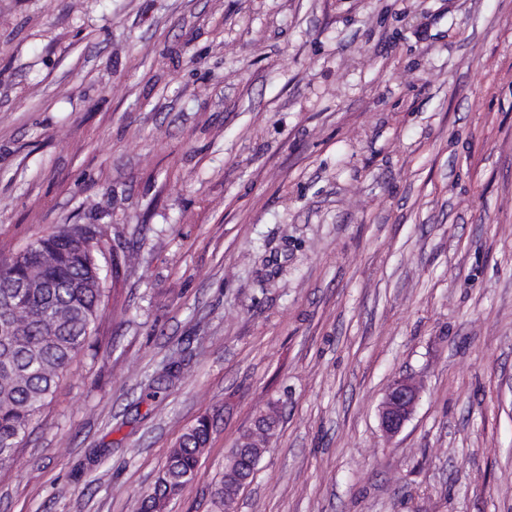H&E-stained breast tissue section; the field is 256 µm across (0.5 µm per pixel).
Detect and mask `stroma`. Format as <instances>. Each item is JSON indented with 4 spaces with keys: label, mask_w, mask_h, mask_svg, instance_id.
I'll return each mask as SVG.
<instances>
[{
    "label": "stroma",
    "mask_w": 512,
    "mask_h": 512,
    "mask_svg": "<svg viewBox=\"0 0 512 512\" xmlns=\"http://www.w3.org/2000/svg\"><path fill=\"white\" fill-rule=\"evenodd\" d=\"M63 224L103 317L0 512H137L204 416L217 512L272 405L234 512H512V0H0V254ZM420 396V388L408 379L391 385L379 411L380 425L387 435L394 436L401 431L415 411ZM276 427V417L274 410L260 415L253 428L248 433H244L236 442L232 449V458L229 460L223 476L215 485L213 501L220 509L224 511L229 508L239 491V479L242 473L248 469H254L263 458L269 448L270 439L274 434ZM243 447V448H239ZM250 447V448H249Z\"/></svg>",
    "instance_id": "35a3bbf8"
}]
</instances>
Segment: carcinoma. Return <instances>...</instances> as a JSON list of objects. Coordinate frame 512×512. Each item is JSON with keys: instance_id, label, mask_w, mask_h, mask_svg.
Listing matches in <instances>:
<instances>
[{"instance_id": "carcinoma-1", "label": "carcinoma", "mask_w": 512, "mask_h": 512, "mask_svg": "<svg viewBox=\"0 0 512 512\" xmlns=\"http://www.w3.org/2000/svg\"><path fill=\"white\" fill-rule=\"evenodd\" d=\"M102 231L94 224H67L8 256H0V471L9 469L73 359L89 344L102 318L104 293ZM26 310L16 321L12 307ZM276 417L260 415L232 449L213 499L230 507L245 470L267 452ZM202 418L171 449L154 486L139 500L138 512H167L169 503L197 475L210 440Z\"/></svg>"}]
</instances>
